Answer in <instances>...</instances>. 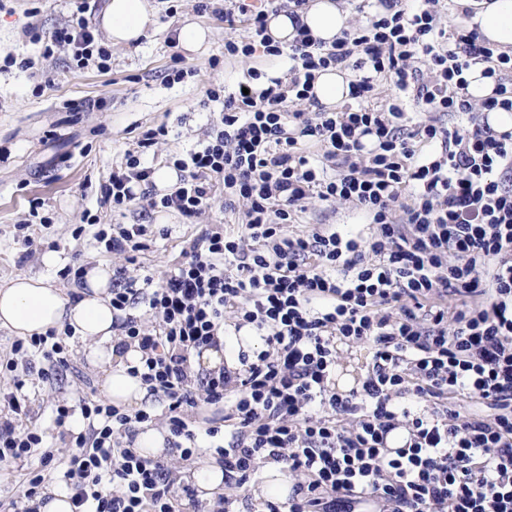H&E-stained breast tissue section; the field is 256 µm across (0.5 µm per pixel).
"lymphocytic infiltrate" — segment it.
<instances>
[{
  "label": "lymphocytic infiltrate",
  "instance_id": "1",
  "mask_svg": "<svg viewBox=\"0 0 512 512\" xmlns=\"http://www.w3.org/2000/svg\"><path fill=\"white\" fill-rule=\"evenodd\" d=\"M224 20H245L249 41L229 37V55L288 57L287 79L268 78L209 100H223L221 129L175 159L174 189L155 197L153 169L127 153L104 189L117 210L164 208L192 220L214 186L224 207H246L243 232L215 226L182 250V259L141 288L112 272V332L138 343L141 378L158 411L121 412L85 399L87 430L70 434L57 458L43 434L23 425L25 376L50 380L67 368L71 328L16 340L0 372V467L24 471L25 499L48 471L62 469L75 507L92 512H177L173 487L208 446L229 492L213 512H234L237 490L264 465L298 474L287 502L268 512H512V132H497L487 111L512 108V54L476 29L446 30L441 0H378L380 9L349 26L331 46L300 31L273 44L269 15L304 9L308 0H229ZM80 0L51 46L66 45L77 64L108 58ZM483 64L495 94L468 93L466 75ZM353 67L349 103L336 112L297 110L317 71ZM413 92L426 112L468 116L449 127L417 121L381 80ZM320 146L310 160L305 145ZM361 209L376 232L290 235L310 198ZM401 218H394V207ZM150 235L145 224H112L94 234L106 251L136 263ZM254 249H245V242ZM460 305L448 310L447 296ZM236 309L263 342L238 369H195L217 346L224 313ZM367 341L372 357L358 388L336 392L337 343ZM42 356L48 368H35ZM464 391L490 415L461 414L449 394ZM214 407L215 417L197 419ZM159 421L175 439L169 458L134 448L137 425ZM406 437L391 447L389 437Z\"/></svg>",
  "mask_w": 512,
  "mask_h": 512
}]
</instances>
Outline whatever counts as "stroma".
Returning a JSON list of instances; mask_svg holds the SVG:
<instances>
[{
	"label": "stroma",
	"mask_w": 512,
	"mask_h": 512,
	"mask_svg": "<svg viewBox=\"0 0 512 512\" xmlns=\"http://www.w3.org/2000/svg\"><path fill=\"white\" fill-rule=\"evenodd\" d=\"M200 1L155 0L156 25L139 48L116 47L100 36V45L110 52L101 69L93 61L77 66L64 47L44 56L43 43L23 34L31 26L45 34L63 25L75 9L73 0H0V62L9 56L17 60L0 71V283L18 274L46 275L42 249L51 244L68 267H121L126 279L136 282L146 270L160 271L177 260L209 225L244 224V208L225 211L222 196H215L195 223L171 213L170 236L154 237L150 250L131 265L107 253L87 223L93 215L103 224H157V212L115 210L103 193L126 152L139 149L142 132L166 126L167 136L143 152L149 166H168L171 157L196 146L219 122L224 106L208 100V89H233L254 72L286 77L287 58L225 55V37L246 42L251 33L242 22L228 29L224 0H204L209 8L203 12ZM188 19L211 31L210 42L197 52L175 42ZM177 54L183 57L185 76L173 83L167 74ZM22 59L30 60V68L19 67ZM35 201L40 216L50 217V226L30 218ZM23 224L40 241L39 249L21 245ZM318 229L345 238L375 231L352 203L313 198L288 231L301 235ZM67 350L71 371L52 382L29 380L24 387L33 423L42 427L47 445L59 456L67 455L69 447L58 436L53 405L74 406L86 391L101 389V370L87 360L78 339H68Z\"/></svg>",
	"instance_id": "1"
}]
</instances>
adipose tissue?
I'll use <instances>...</instances> for the list:
<instances>
[{
	"instance_id": "adipose-tissue-1",
	"label": "adipose tissue",
	"mask_w": 512,
	"mask_h": 512,
	"mask_svg": "<svg viewBox=\"0 0 512 512\" xmlns=\"http://www.w3.org/2000/svg\"><path fill=\"white\" fill-rule=\"evenodd\" d=\"M472 7L470 25L490 44L512 49V0H461ZM311 35L332 45L346 27V17L336 0H309L300 13ZM156 24V11L148 0H108L101 17L113 45L130 46ZM351 78L341 68L319 71L312 93L322 105L334 107L349 99ZM87 286L79 300L64 296L61 288L47 278L16 275L0 285V327L15 335L30 337L52 327L71 325L88 359L102 367L103 393L113 404L139 407L147 389L140 378L131 376V367L139 364L137 346L117 348L112 332L110 288L112 272L98 265L88 269Z\"/></svg>"
}]
</instances>
